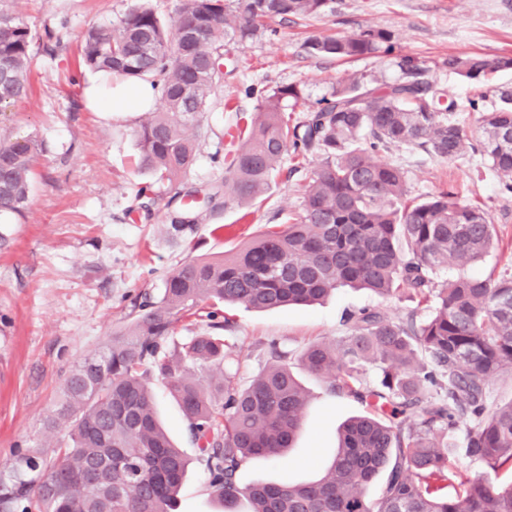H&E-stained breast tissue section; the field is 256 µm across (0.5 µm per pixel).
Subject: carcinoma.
Returning a JSON list of instances; mask_svg holds the SVG:
<instances>
[{
    "instance_id": "1",
    "label": "carcinoma",
    "mask_w": 512,
    "mask_h": 512,
    "mask_svg": "<svg viewBox=\"0 0 512 512\" xmlns=\"http://www.w3.org/2000/svg\"><path fill=\"white\" fill-rule=\"evenodd\" d=\"M329 0H180L170 23L144 4L115 26H92L80 42L83 64L136 80L149 77L161 106L137 131L140 167L157 181L178 180L195 165L199 117L216 94L230 45L257 32V23L322 12ZM63 29L45 30L52 55ZM35 34L11 8H0V111L26 98ZM387 37L365 31L324 36L313 52L353 59L383 52ZM392 80L352 75L294 123L288 107L303 99L296 85L278 88L250 123L224 129L230 149L224 178L205 194L212 209L246 204L264 193L288 151L314 156L303 207L230 254L190 258L167 276L161 296L131 299L133 322L115 331L71 369L62 398L48 417L67 430L49 449H27L0 478V512H173L188 459L175 448L154 409L155 380L177 401L211 487L233 512L244 498L250 512H512V483L494 486L459 470L464 460L512 471V402L487 409L489 384L512 371V264L486 278L467 266L499 242L482 207L456 193L417 200L405 172L378 160L391 146H416L442 159L470 151L488 162L499 187L512 193V89L492 86L467 110L478 114L473 142L455 120L458 102L422 79L409 57L394 61ZM442 66L467 80L511 69L476 54L448 56ZM38 135L0 141V213L27 205ZM197 221L181 209L170 228ZM343 286L382 297L413 294L430 304L420 326L374 310L347 316L348 332L310 345L304 367L327 389L369 408L347 420L335 458L318 481L242 488L237 472L253 456L279 458L301 427L306 393L271 343L275 363L242 387L224 369L229 326L221 307L255 310L314 304ZM216 334L191 337L177 355L163 344L203 306ZM207 373L211 392L186 365ZM380 372L376 382L364 367ZM463 438H458V435ZM459 478L450 498L437 482ZM381 474V496L367 495Z\"/></svg>"
}]
</instances>
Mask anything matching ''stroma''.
<instances>
[{
  "label": "stroma",
  "instance_id": "stroma-1",
  "mask_svg": "<svg viewBox=\"0 0 512 512\" xmlns=\"http://www.w3.org/2000/svg\"><path fill=\"white\" fill-rule=\"evenodd\" d=\"M135 3L17 0L34 33L62 26L68 37L52 56L42 46L34 47L30 95L0 112V140L35 132L48 144L35 164L23 215L0 216V465L15 451L56 445L60 433L48 429L46 420L62 384L82 357L130 321L131 295H159L180 262L235 251L301 210L316 164L312 158L300 162L286 157L256 202L213 211L201 195L224 176V127L230 110L246 118L261 104L246 95L247 86L268 94L299 86L303 98L291 114L297 121L338 79L352 74L394 78L388 56L339 60L309 47L315 37L369 29L385 33L393 54L414 59L426 80L459 103L490 84L512 86L510 69L493 72L488 82L480 83L442 66L451 54L475 53L489 60L512 56V0H330L320 14L264 23L252 39L235 45L236 67L225 71L200 121L194 167L177 184L157 188L149 213L132 214L128 208L136 190L151 179L138 165L136 132L143 115L88 107L84 89L93 73L82 65L79 46L89 27L116 23ZM379 157L406 172L413 197L451 189L488 212L499 245L468 267V274L486 277L512 262V193L500 191L480 154L446 160L419 147L393 146ZM190 191L196 194L198 220L192 229L172 235L170 215ZM364 308L396 320L411 317L419 325L430 315L413 295L384 299L354 288L339 289L313 306L226 309L230 326L223 332L229 346L224 367L236 373L239 384L248 385L271 364L269 344L275 341L307 392L293 448L279 459H248L237 475L240 486L305 483L329 468L339 425L364 408L330 393L300 358L309 345L344 336L347 314ZM154 394L160 420L190 461L174 512H224L197 461L176 401L160 384Z\"/></svg>",
  "mask_w": 512,
  "mask_h": 512
}]
</instances>
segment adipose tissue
Returning <instances> with one entry per match:
<instances>
[{
  "instance_id": "adipose-tissue-1",
  "label": "adipose tissue",
  "mask_w": 512,
  "mask_h": 512,
  "mask_svg": "<svg viewBox=\"0 0 512 512\" xmlns=\"http://www.w3.org/2000/svg\"><path fill=\"white\" fill-rule=\"evenodd\" d=\"M88 104L99 112H144L154 106L156 93L149 81L99 78L85 90Z\"/></svg>"
}]
</instances>
